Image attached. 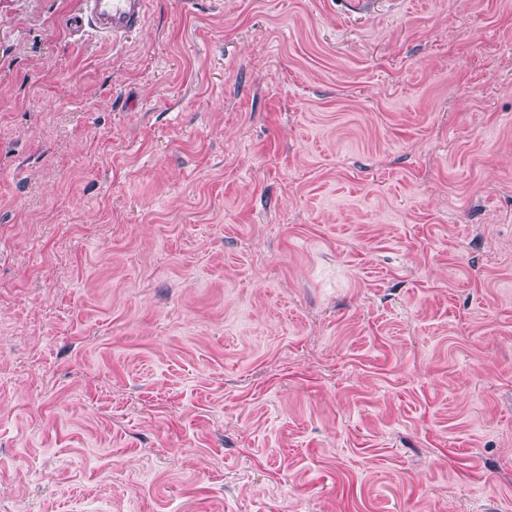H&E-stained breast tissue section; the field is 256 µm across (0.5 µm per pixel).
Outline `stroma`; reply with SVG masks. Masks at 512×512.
I'll return each instance as SVG.
<instances>
[{"label": "stroma", "instance_id": "stroma-1", "mask_svg": "<svg viewBox=\"0 0 512 512\" xmlns=\"http://www.w3.org/2000/svg\"><path fill=\"white\" fill-rule=\"evenodd\" d=\"M0 0V512H512V0ZM145 4L146 0H82L79 20L72 24L82 31L87 19L100 38L115 43L140 25Z\"/></svg>", "mask_w": 512, "mask_h": 512}]
</instances>
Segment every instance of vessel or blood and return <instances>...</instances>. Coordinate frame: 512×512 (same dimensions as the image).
Masks as SVG:
<instances>
[{
    "label": "vessel or blood",
    "instance_id": "obj_1",
    "mask_svg": "<svg viewBox=\"0 0 512 512\" xmlns=\"http://www.w3.org/2000/svg\"><path fill=\"white\" fill-rule=\"evenodd\" d=\"M145 4L146 0H82L75 26L91 24L100 38L116 42L140 25Z\"/></svg>",
    "mask_w": 512,
    "mask_h": 512
}]
</instances>
